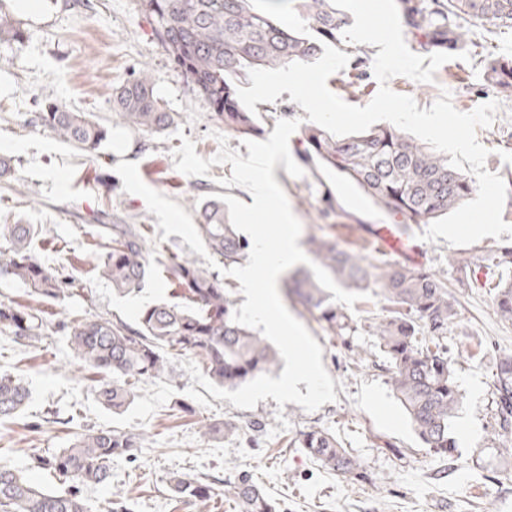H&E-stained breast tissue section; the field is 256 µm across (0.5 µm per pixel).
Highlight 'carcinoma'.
<instances>
[{"label":"carcinoma","instance_id":"1","mask_svg":"<svg viewBox=\"0 0 512 512\" xmlns=\"http://www.w3.org/2000/svg\"><path fill=\"white\" fill-rule=\"evenodd\" d=\"M292 5L305 22L291 28L263 7ZM153 20L161 44L190 80L224 127L243 134L255 130L252 113L240 107L237 88L253 68H278L310 62L323 45L341 43L340 9L331 0H141ZM405 25L427 54L454 53L468 45L469 29L449 23L467 19L491 28H512V0H399ZM18 22L0 14V42L19 43ZM487 79L500 93L512 96V59L489 58ZM113 109L129 127L157 132L174 124L154 93L148 75L118 87ZM42 123L60 139L89 157L97 156L108 131L84 112H66L54 104L40 113ZM303 161L351 183L381 211L399 215L406 224H428L448 215L472 194V182L450 166L448 156L405 137L390 126L363 133L334 136L317 125L302 130ZM196 229L211 253L226 265L246 256L248 243L224 218V202L206 199L196 207ZM103 252L96 269L118 294L142 288L146 249L133 224H100ZM44 233L35 224H0V276L24 282L43 299L59 300L76 278L64 268L43 265L31 253V242ZM310 252L335 282L362 293L375 285L392 304L389 315L371 325L372 335L390 363L391 387L406 410L421 441L439 455L450 457L455 441L449 420L461 402L445 352L437 349L457 315L447 282L423 269L390 266L374 269L352 252L323 238L309 239ZM448 264L465 273L469 286L482 287L479 267L467 258L448 257ZM176 285L178 303L161 302L142 309L138 328L122 320L96 316L63 325L74 354L88 367L104 373L97 381L98 398L120 409L135 396L132 379L155 378L168 372L173 356L192 354L216 384L237 387L266 373L279 361L274 346L251 328L233 322L235 302L215 273L195 261L176 257L166 268ZM294 294L331 333L351 329L352 318L330 302L315 276L293 280ZM499 316L512 321V281L495 294ZM48 322L41 315L0 301V334L18 344L39 340ZM502 410L512 413V359H504L495 381ZM30 398L21 378L0 372V422L16 417ZM141 435L122 430H90L56 453L34 452L32 467L69 482L57 492L33 484L21 472L0 465V512H90L83 497L88 484L107 481L115 457H127L141 447ZM323 468L337 474H356L360 464L326 430L303 432L294 441ZM170 490L179 498L205 502L213 487L196 476L174 472ZM225 497L238 512H277L276 503L252 479L242 477L225 485Z\"/></svg>","mask_w":512,"mask_h":512}]
</instances>
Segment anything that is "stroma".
Listing matches in <instances>:
<instances>
[{
	"instance_id": "35a3bbf8",
	"label": "stroma",
	"mask_w": 512,
	"mask_h": 512,
	"mask_svg": "<svg viewBox=\"0 0 512 512\" xmlns=\"http://www.w3.org/2000/svg\"><path fill=\"white\" fill-rule=\"evenodd\" d=\"M0 7L24 30L22 42L0 43V160L7 163L0 172V224L44 226L46 237L33 242L34 255L48 267L68 266L76 276L73 293L60 302L32 295L20 280L0 278V300L37 310L50 323L46 335L30 346L0 334V371L23 378L30 389L20 414L0 424V463L61 491L65 485L58 477L31 468V451L55 452L88 429L117 428L140 434L142 446L135 458L113 459L107 483L84 488L91 512H109L115 494L129 500L133 512H237L224 496V484L243 473L278 503L279 512H512V420H503L495 389L501 361L512 358V322L498 316L494 289L462 285L448 264L449 256L467 257L488 266L493 280L512 279V270L490 264L493 252L500 243L512 242V235L452 246L442 237L424 241V225L405 224L400 230L405 249L390 251L378 229L393 223V216L321 169L294 178L284 164L274 168L302 225L301 248H308L310 238H325L369 263L424 268L448 282L457 316L441 345L461 393L451 420L453 457L424 447L392 391L388 360L369 331L370 323L391 308L378 293L355 302L354 327L340 336L324 330L295 300L284 298L286 308L322 347L323 365L334 380L336 401L317 410L308 412L292 402L281 407L271 398L248 410L235 408L193 381L176 358L167 377L136 381L135 397L124 408L101 404L95 371L75 357L56 326L61 315L135 323L143 308L171 300L173 285L165 267L173 257L207 265L181 236L162 235L145 200L124 192L116 165L137 163L145 184L189 212L193 201L216 194L246 203L251 194L222 186V179L232 175L228 164L211 166L204 176L179 172L173 152L183 138L194 141L196 153L206 159L218 152L221 133L228 149L244 158L249 151L242 134L226 132L223 120L175 67L140 0H43L34 13L19 11L15 0H0ZM470 38L469 60L443 64L433 82L396 76L388 86L413 97L422 110L445 89L462 112L498 101L492 126L478 129L477 139L489 151L487 170L506 179L512 177V97L488 85L484 60L512 59V29L490 33L474 26ZM362 50L364 65L349 61L327 81L334 94L356 106L368 104L379 89L372 70L379 48L366 44ZM143 70L161 105L175 116L172 129L137 131L112 110L113 90ZM48 102L86 113L108 128L97 158L73 149L42 124L40 112ZM255 108L260 141L268 139L278 120L305 114L286 92ZM98 224L141 228L149 267L140 291L117 295L97 276ZM182 403L188 412L179 411ZM285 420L290 423L286 430L281 427ZM221 423L234 424L236 433L204 435V425ZM310 429L333 433L359 461L360 475L325 470L296 448L295 439ZM174 472L212 482L213 497L202 503L177 498L167 484Z\"/></svg>"
}]
</instances>
